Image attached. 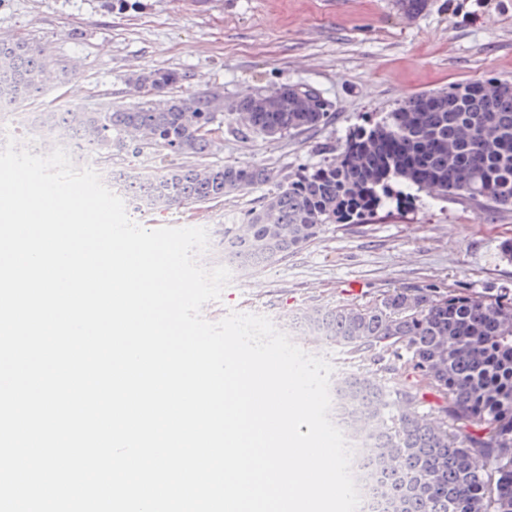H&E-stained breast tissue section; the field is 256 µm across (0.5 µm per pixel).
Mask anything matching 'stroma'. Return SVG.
Segmentation results:
<instances>
[{
	"mask_svg": "<svg viewBox=\"0 0 512 512\" xmlns=\"http://www.w3.org/2000/svg\"><path fill=\"white\" fill-rule=\"evenodd\" d=\"M33 39L67 80H52L43 107H96L128 101V76L155 69L185 74L184 90L223 92L226 101L284 84H307L328 101L332 118L311 133L276 140L225 132L205 163L258 164L288 175L339 152L353 129L380 120L406 96L487 76L512 79V0H427L405 20L396 0H0V34ZM80 95H73V87ZM185 157L147 149L94 163L140 225L203 227L199 263L224 262L225 225L241 224L271 185L213 202L152 211L136 208L119 174H157ZM512 209L489 213L465 200L435 199L404 187L378 218L331 224L301 250L259 270L236 268L220 300L203 307L212 322L230 311L268 317L309 354L324 357L333 378L367 371L374 359L304 336L296 319L313 308L365 305L393 288L512 290Z\"/></svg>",
	"mask_w": 512,
	"mask_h": 512,
	"instance_id": "obj_1",
	"label": "stroma"
}]
</instances>
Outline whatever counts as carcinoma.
Wrapping results in <instances>:
<instances>
[{
  "label": "carcinoma",
  "mask_w": 512,
  "mask_h": 512,
  "mask_svg": "<svg viewBox=\"0 0 512 512\" xmlns=\"http://www.w3.org/2000/svg\"><path fill=\"white\" fill-rule=\"evenodd\" d=\"M52 57L26 40L0 41V119L42 146L59 127L74 149L105 158L149 148L201 158L213 141L201 129L222 123L210 93L176 94L183 76H133L138 100L95 110L21 112L39 99ZM243 136L310 132L332 113L313 87L294 84L270 110L256 92L235 102ZM130 130L145 137L127 141ZM398 180L419 192L455 195L480 207L512 208V80L497 77L412 94L343 150L286 178L252 164H191L159 175L123 174L140 207L169 210L275 184L247 211V233L224 225V262L260 268L316 239L329 224H363ZM304 335L350 353L399 363L396 377L351 373L339 382L345 422L363 446L357 468L363 512H512V291L395 289L367 305L316 308L297 319ZM432 392L441 404L427 406Z\"/></svg>",
  "instance_id": "obj_1"
}]
</instances>
